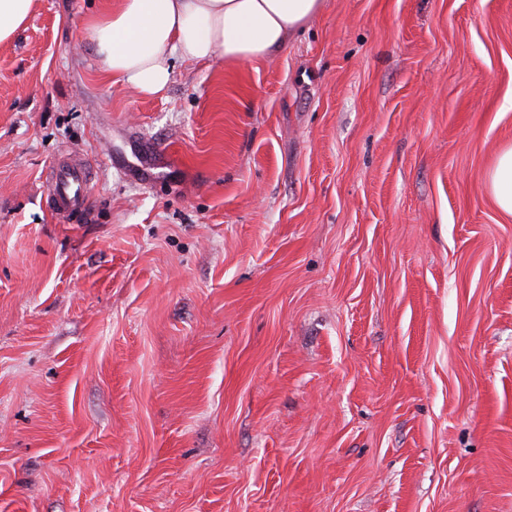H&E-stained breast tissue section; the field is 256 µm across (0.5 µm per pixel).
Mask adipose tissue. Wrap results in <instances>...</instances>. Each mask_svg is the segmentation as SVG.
Returning a JSON list of instances; mask_svg holds the SVG:
<instances>
[{
    "instance_id": "ef3b65f1",
    "label": "adipose tissue",
    "mask_w": 512,
    "mask_h": 512,
    "mask_svg": "<svg viewBox=\"0 0 512 512\" xmlns=\"http://www.w3.org/2000/svg\"><path fill=\"white\" fill-rule=\"evenodd\" d=\"M324 0H114L87 29L113 82L155 95L179 58L225 65L255 62L282 51L323 10ZM502 213L512 217V145L486 176Z\"/></svg>"
}]
</instances>
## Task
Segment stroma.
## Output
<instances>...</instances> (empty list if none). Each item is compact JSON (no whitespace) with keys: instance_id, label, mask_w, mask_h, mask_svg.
Returning <instances> with one entry per match:
<instances>
[{"instance_id":"obj_1","label":"stroma","mask_w":512,"mask_h":512,"mask_svg":"<svg viewBox=\"0 0 512 512\" xmlns=\"http://www.w3.org/2000/svg\"><path fill=\"white\" fill-rule=\"evenodd\" d=\"M111 5L0 44V512H512V0H325L153 96ZM486 184L500 211L512 217V145L500 151L487 173ZM90 170L83 161L58 163L49 178V196L56 219L74 209L85 208L89 200Z\"/></svg>"}]
</instances>
